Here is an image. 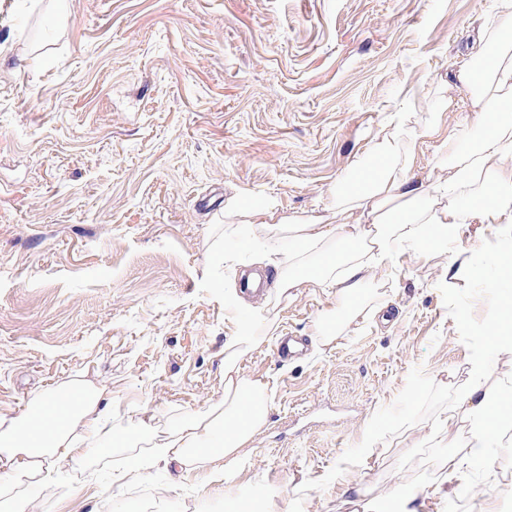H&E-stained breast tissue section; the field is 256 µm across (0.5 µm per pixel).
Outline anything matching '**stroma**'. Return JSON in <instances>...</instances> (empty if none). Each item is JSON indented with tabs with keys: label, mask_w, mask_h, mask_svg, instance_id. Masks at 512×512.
Listing matches in <instances>:
<instances>
[{
	"label": "stroma",
	"mask_w": 512,
	"mask_h": 512,
	"mask_svg": "<svg viewBox=\"0 0 512 512\" xmlns=\"http://www.w3.org/2000/svg\"><path fill=\"white\" fill-rule=\"evenodd\" d=\"M499 0H0V416L71 380L103 389L112 420L161 431L224 400V346L267 381L266 426L224 472L223 496L159 461L112 473L141 442L89 453L46 486L44 512H512V427L485 457L432 438L467 434L461 406L476 338L505 304L450 271L512 255V223L461 225L447 250L400 251L331 342L336 291L302 283L242 296V272L288 268L261 248L245 203L322 216L335 187L397 112L426 115ZM476 136L448 112L434 143ZM301 351L283 360L280 336ZM376 438L373 452L365 442ZM488 487L484 498L471 485Z\"/></svg>",
	"instance_id": "35a3bbf8"
}]
</instances>
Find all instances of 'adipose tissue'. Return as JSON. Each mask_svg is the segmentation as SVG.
Returning a JSON list of instances; mask_svg holds the SVG:
<instances>
[{
    "label": "adipose tissue",
    "mask_w": 512,
    "mask_h": 512,
    "mask_svg": "<svg viewBox=\"0 0 512 512\" xmlns=\"http://www.w3.org/2000/svg\"><path fill=\"white\" fill-rule=\"evenodd\" d=\"M448 84L452 94L437 100L424 123L412 113H398L390 130L373 140L323 199L325 210L347 215L348 223L280 218L271 207L249 210L251 223L263 227L270 245L287 244L292 258L307 264L304 276L285 274L279 288L287 292L304 280L332 285L337 311L356 309L363 304L364 283L401 248H445L459 225L478 217L512 223V0H504L496 23L484 26L472 54L452 64ZM446 112L479 113L480 132L469 141L459 136L442 141L434 172L416 176L423 140ZM263 340L250 327L233 337L224 348L223 403L169 433H157L146 421L133 435L113 427L103 391L84 381L36 396L31 407L42 412L41 422H33L30 413L0 417V475L8 479L0 486V512H44L43 486L61 465L84 459L89 429L100 448L125 447L137 439L148 443V459L116 472L115 481L125 484L145 480L155 460L186 476L230 469L238 449L267 422V382L241 375L237 366L239 355ZM485 376V358L476 356L466 395L465 442L474 456L496 447L500 432L512 426V407L502 391L486 385Z\"/></svg>",
    "instance_id": "obj_1"
}]
</instances>
